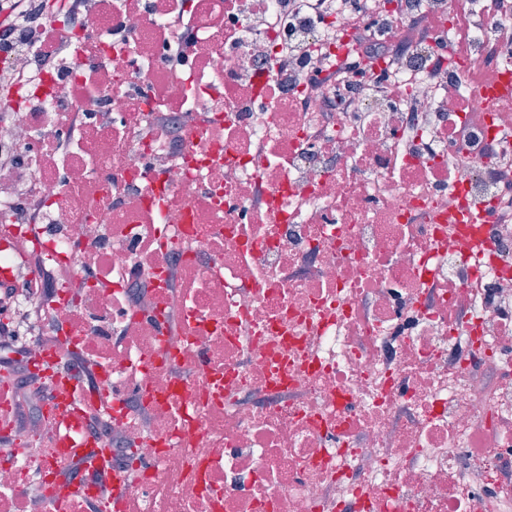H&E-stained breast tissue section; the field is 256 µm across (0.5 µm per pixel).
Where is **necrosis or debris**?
Returning <instances> with one entry per match:
<instances>
[{
	"label": "necrosis or debris",
	"mask_w": 512,
	"mask_h": 512,
	"mask_svg": "<svg viewBox=\"0 0 512 512\" xmlns=\"http://www.w3.org/2000/svg\"><path fill=\"white\" fill-rule=\"evenodd\" d=\"M81 2L0 101V512H512V20Z\"/></svg>",
	"instance_id": "necrosis-or-debris-1"
}]
</instances>
